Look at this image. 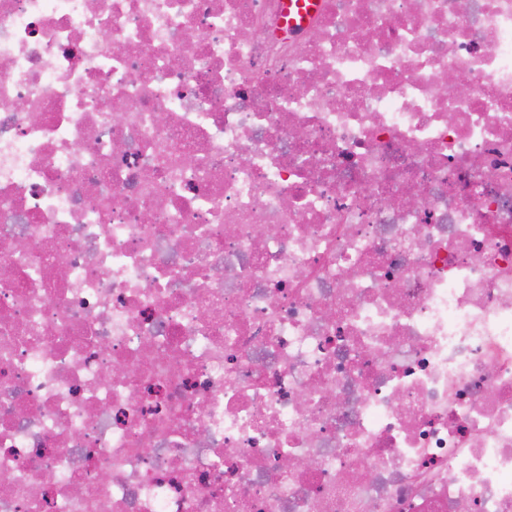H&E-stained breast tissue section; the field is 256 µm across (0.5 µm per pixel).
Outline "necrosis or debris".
<instances>
[{"mask_svg":"<svg viewBox=\"0 0 512 512\" xmlns=\"http://www.w3.org/2000/svg\"><path fill=\"white\" fill-rule=\"evenodd\" d=\"M284 5L0 0V512H512V0Z\"/></svg>","mask_w":512,"mask_h":512,"instance_id":"4bbe7bcc","label":"necrosis or debris"}]
</instances>
